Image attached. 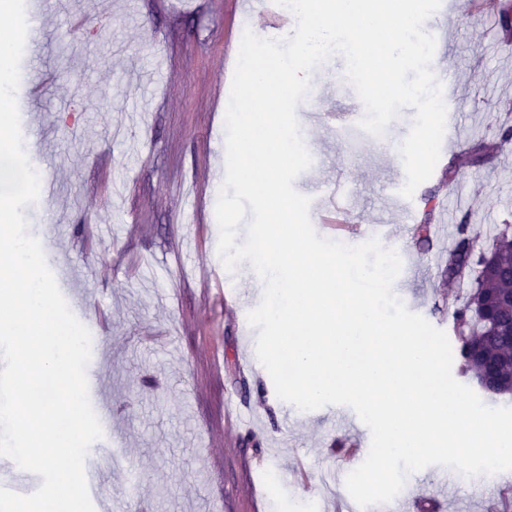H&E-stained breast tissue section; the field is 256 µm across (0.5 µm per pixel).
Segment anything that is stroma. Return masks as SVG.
<instances>
[{
    "label": "stroma",
    "mask_w": 512,
    "mask_h": 512,
    "mask_svg": "<svg viewBox=\"0 0 512 512\" xmlns=\"http://www.w3.org/2000/svg\"><path fill=\"white\" fill-rule=\"evenodd\" d=\"M238 0H49L39 65L22 56L20 78L43 86L22 124L39 114L41 137L23 131L25 152L46 186L25 208L28 233L51 254L84 268L83 323L95 338L88 372L112 404L106 512H336L349 493L336 443L357 432L336 421L337 406L302 411L278 398L228 299L257 275L237 266L216 281V203L226 171L225 105L244 33ZM454 33L441 62L458 73L449 106L463 149L441 155L408 204L402 223L390 198L406 181L399 146L414 109L389 124L385 144L353 147L318 120L359 101L336 55L311 74L312 111L298 113L315 165L295 190L315 197L347 174L350 227L384 225L388 246L415 249V220L428 195L465 204L469 231L490 240L512 226V142L472 164L479 139L498 140L512 114V37L483 12L448 15ZM447 240L416 251L424 272L402 286L404 304L452 333L443 294ZM452 475L430 466L408 476L406 512H490L496 483L455 479L447 496L432 483Z\"/></svg>",
    "instance_id": "obj_1"
}]
</instances>
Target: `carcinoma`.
I'll return each instance as SVG.
<instances>
[{
  "instance_id": "cac0c4a2",
  "label": "carcinoma",
  "mask_w": 512,
  "mask_h": 512,
  "mask_svg": "<svg viewBox=\"0 0 512 512\" xmlns=\"http://www.w3.org/2000/svg\"><path fill=\"white\" fill-rule=\"evenodd\" d=\"M498 149L483 140L470 148L472 161L482 165ZM434 207L416 227L415 244L429 245ZM492 257L481 258L482 245L469 233L468 218L458 225L457 239L448 252L443 276L450 282H470L466 300L449 306L458 342L460 370L481 381L491 395L512 394V235L500 229L489 244Z\"/></svg>"
}]
</instances>
